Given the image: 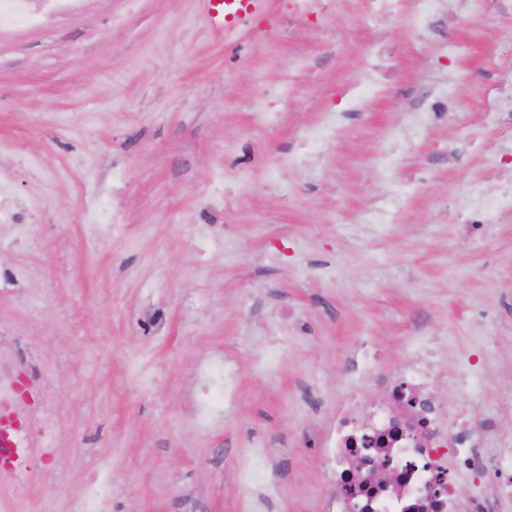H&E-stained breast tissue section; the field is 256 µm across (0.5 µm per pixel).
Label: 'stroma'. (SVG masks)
I'll list each match as a JSON object with an SVG mask.
<instances>
[{
	"instance_id": "obj_1",
	"label": "stroma",
	"mask_w": 512,
	"mask_h": 512,
	"mask_svg": "<svg viewBox=\"0 0 512 512\" xmlns=\"http://www.w3.org/2000/svg\"><path fill=\"white\" fill-rule=\"evenodd\" d=\"M355 7L340 0L292 43L271 0L231 67L234 43L199 0H88L0 33V181L27 213L16 246L0 227V269L33 272L0 295V379L28 384L33 450L0 477V512H78L100 470L102 512H248L237 472L255 448L267 451L268 512H320L329 473L313 434L363 341L389 365L435 350L443 406L467 405L473 424L512 398V223L468 249L443 212L472 172L448 166L456 126L484 158L500 153L478 107L494 46H512V13L464 29L443 14L389 21L398 70L368 111L310 165L272 181L253 166V151L280 155L363 78L372 35ZM447 41L466 55L442 54ZM290 78L319 90L290 94L269 134L240 99ZM446 84L457 113L403 144L404 169L382 171L389 131ZM394 197L404 221L368 223ZM326 260L335 278L307 287ZM288 307L309 334L280 322ZM210 357L238 367V401L201 426L196 366ZM469 361L484 381L463 391L450 376Z\"/></svg>"
}]
</instances>
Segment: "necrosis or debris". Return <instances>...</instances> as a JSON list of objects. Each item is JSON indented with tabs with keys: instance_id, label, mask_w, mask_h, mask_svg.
<instances>
[{
	"instance_id": "obj_1",
	"label": "necrosis or debris",
	"mask_w": 512,
	"mask_h": 512,
	"mask_svg": "<svg viewBox=\"0 0 512 512\" xmlns=\"http://www.w3.org/2000/svg\"><path fill=\"white\" fill-rule=\"evenodd\" d=\"M83 6L84 0H0V30L39 29ZM441 11L461 28L478 19L457 0H362L361 28L406 13L426 18ZM364 67L366 82L344 83L343 109L317 112L285 153L262 159L266 172L304 165L336 141L345 114L367 111L382 82L374 51H367ZM480 110L508 114L509 120L500 126L501 159L479 160L477 175L460 182L453 203L467 214L465 234L473 242L483 226L512 220V63L486 76ZM456 111L453 90L427 93L409 114L410 129L447 123ZM345 371L349 384L315 439L332 485L322 512H500L503 501L512 502V426L495 421L480 433L470 426L467 407L448 415L434 391L429 358L383 366L363 350ZM205 377L211 388L199 410L203 419L235 398L238 373L211 361ZM366 383L381 393V401L365 398ZM472 471L492 472L497 481L483 494L460 496L457 481Z\"/></svg>"
}]
</instances>
